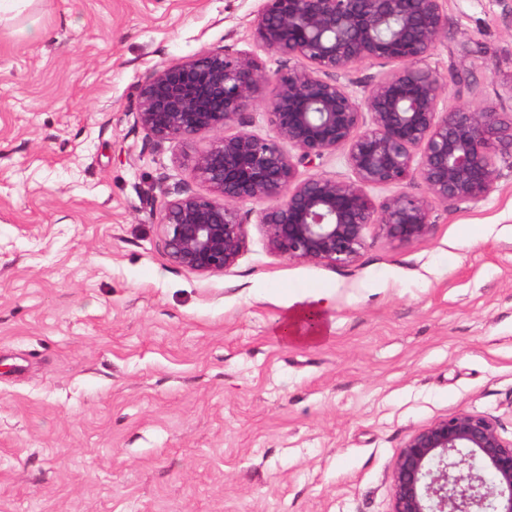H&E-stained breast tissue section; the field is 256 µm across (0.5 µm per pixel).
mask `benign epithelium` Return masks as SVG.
<instances>
[{
	"label": "benign epithelium",
	"instance_id": "1",
	"mask_svg": "<svg viewBox=\"0 0 512 512\" xmlns=\"http://www.w3.org/2000/svg\"><path fill=\"white\" fill-rule=\"evenodd\" d=\"M253 39L306 66L279 76L264 116L276 137L239 131L193 157L209 194L163 202L169 261L206 276L236 265L247 247L240 204L265 200L258 229L281 257L350 265L373 227L390 242L428 236L434 204L479 202L494 189L495 158L512 153V122L479 102L448 108V79L428 60L446 38L444 0H263ZM391 65L358 98L339 78L366 62ZM266 70L248 53L208 49L154 72L138 94L136 123L157 141L247 123ZM371 128L359 131L364 114ZM297 150L292 156L282 143ZM343 153L352 177L298 167ZM419 179L376 204L369 189ZM391 512H512V439L495 420L459 411L414 431L391 471Z\"/></svg>",
	"mask_w": 512,
	"mask_h": 512
}]
</instances>
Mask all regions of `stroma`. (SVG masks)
<instances>
[{
    "label": "stroma",
    "mask_w": 512,
    "mask_h": 512,
    "mask_svg": "<svg viewBox=\"0 0 512 512\" xmlns=\"http://www.w3.org/2000/svg\"><path fill=\"white\" fill-rule=\"evenodd\" d=\"M262 0H32L0 21V512H390L412 432L469 411L512 438V154L479 202L433 205L409 243L357 261L248 247L173 265L147 197L205 193L195 152L152 140L140 87L203 50L257 48ZM430 64L512 111L505 0H445ZM321 288L324 334L282 340L288 291Z\"/></svg>",
    "instance_id": "stroma-1"
}]
</instances>
